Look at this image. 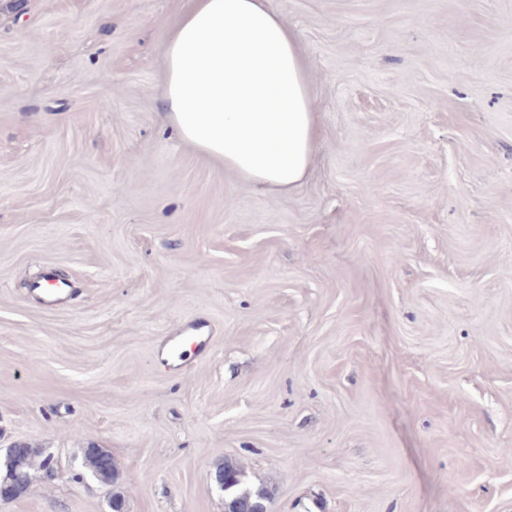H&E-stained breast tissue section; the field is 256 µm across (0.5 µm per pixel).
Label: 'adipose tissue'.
<instances>
[{
    "label": "adipose tissue",
    "mask_w": 512,
    "mask_h": 512,
    "mask_svg": "<svg viewBox=\"0 0 512 512\" xmlns=\"http://www.w3.org/2000/svg\"><path fill=\"white\" fill-rule=\"evenodd\" d=\"M165 119L243 183H302L317 114L295 32L266 0H192L163 47Z\"/></svg>",
    "instance_id": "ef3b65f1"
}]
</instances>
